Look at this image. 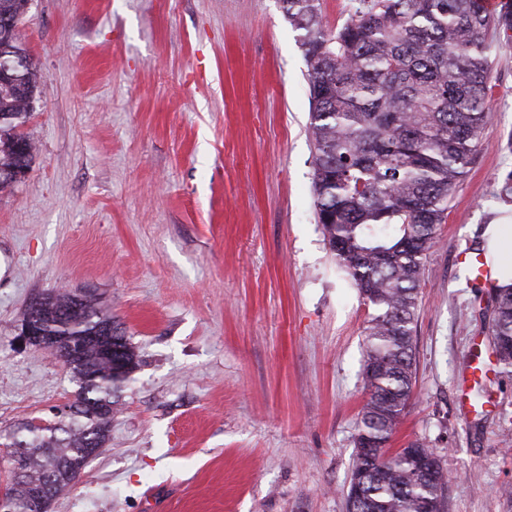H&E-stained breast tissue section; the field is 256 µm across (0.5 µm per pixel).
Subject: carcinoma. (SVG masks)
<instances>
[{"instance_id":"carcinoma-1","label":"carcinoma","mask_w":512,"mask_h":512,"mask_svg":"<svg viewBox=\"0 0 512 512\" xmlns=\"http://www.w3.org/2000/svg\"><path fill=\"white\" fill-rule=\"evenodd\" d=\"M28 0H0V17L15 24L0 64L18 70L16 84H0V190L27 170L25 123L40 74L20 24ZM288 22L301 31L311 100L316 219L343 270L373 307L364 331L366 400L354 437L349 488L356 512H445L447 477L436 449L422 439L391 452L383 470L378 449L389 447L416 380L414 347L423 260L435 244L448 199L472 163L491 112L487 98L490 28H512V14L491 15L483 0H354L341 27L323 23L320 0H283ZM488 270L493 302L489 344L496 363L512 369V286ZM72 295L51 291L34 310L55 336H90L112 321L98 296H83L84 313L64 316ZM123 352L112 361L89 346L69 365L78 390L71 413L51 423L24 422L5 434L25 443L22 480L5 490L14 512H34V491L55 476L52 495L81 478L87 441L105 444L116 405L114 384L136 367V355L118 333Z\"/></svg>"}]
</instances>
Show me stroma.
Wrapping results in <instances>:
<instances>
[{"mask_svg": "<svg viewBox=\"0 0 512 512\" xmlns=\"http://www.w3.org/2000/svg\"><path fill=\"white\" fill-rule=\"evenodd\" d=\"M42 75L26 176L0 192V432L51 418L70 369L18 344L35 295L95 291L134 348L112 432L51 512H347L373 309L316 221L300 33L282 0H31ZM491 119L424 261L415 398L392 448H439L446 512H512V371L462 252L512 225V30ZM483 358L492 402L463 417Z\"/></svg>", "mask_w": 512, "mask_h": 512, "instance_id": "obj_1", "label": "stroma"}]
</instances>
